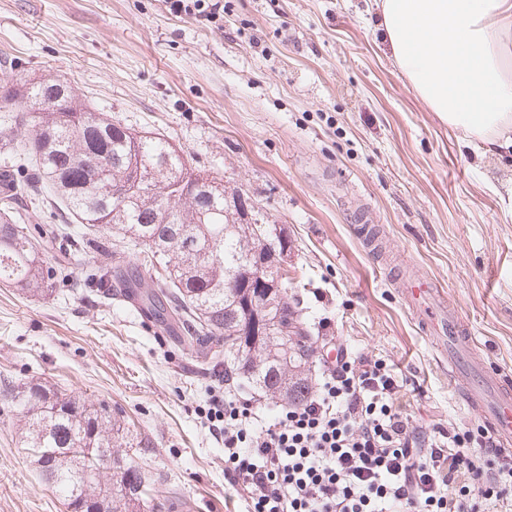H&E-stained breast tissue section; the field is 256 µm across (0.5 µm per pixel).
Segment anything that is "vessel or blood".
<instances>
[{
  "label": "vessel or blood",
  "instance_id": "vessel-or-blood-1",
  "mask_svg": "<svg viewBox=\"0 0 512 512\" xmlns=\"http://www.w3.org/2000/svg\"><path fill=\"white\" fill-rule=\"evenodd\" d=\"M410 308L430 331L448 336V366L459 380L458 391L466 406L480 413L497 439L512 443V386L490 379L475 354L468 324L458 315L444 291L416 280L403 281Z\"/></svg>",
  "mask_w": 512,
  "mask_h": 512
}]
</instances>
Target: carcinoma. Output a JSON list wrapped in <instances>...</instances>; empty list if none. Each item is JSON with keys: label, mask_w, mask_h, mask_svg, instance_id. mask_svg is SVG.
I'll list each match as a JSON object with an SVG mask.
<instances>
[{"label": "carcinoma", "mask_w": 512, "mask_h": 512, "mask_svg": "<svg viewBox=\"0 0 512 512\" xmlns=\"http://www.w3.org/2000/svg\"><path fill=\"white\" fill-rule=\"evenodd\" d=\"M60 78L41 79L0 97V134L12 141L11 169L0 172V284L24 294L51 295L70 281L67 267L52 263L48 245L58 239L77 253L98 252L111 262L89 260L74 285L128 302L177 331L197 374L237 379L238 388L296 404L313 390L316 340L304 328L301 298L288 293V274L267 261L281 295L259 309L258 262L281 251L265 218L255 229L224 197L208 201L195 191L213 183L183 149L162 136L142 135L90 107L68 89L52 100ZM27 194L54 200L73 222L30 224L16 202ZM263 239L256 238V235ZM297 324L285 338L266 323ZM5 385L0 396L19 406L16 420L29 448L51 466L42 477L77 510L96 499L101 512H134L146 492L161 488L139 463L143 490L98 473L100 457L122 447L125 424L104 403L38 382Z\"/></svg>", "instance_id": "cac0c4a2"}]
</instances>
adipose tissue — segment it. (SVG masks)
Segmentation results:
<instances>
[{
  "label": "adipose tissue",
  "instance_id": "obj_1",
  "mask_svg": "<svg viewBox=\"0 0 512 512\" xmlns=\"http://www.w3.org/2000/svg\"><path fill=\"white\" fill-rule=\"evenodd\" d=\"M393 59L475 152L512 145V0H377Z\"/></svg>",
  "mask_w": 512,
  "mask_h": 512
}]
</instances>
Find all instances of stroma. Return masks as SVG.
<instances>
[{
    "instance_id": "stroma-1",
    "label": "stroma",
    "mask_w": 512,
    "mask_h": 512,
    "mask_svg": "<svg viewBox=\"0 0 512 512\" xmlns=\"http://www.w3.org/2000/svg\"><path fill=\"white\" fill-rule=\"evenodd\" d=\"M375 0H223L219 23L170 0H0V86L61 77L113 120L164 135L285 233L289 271L342 343L393 363L415 424L483 427L398 278L433 281L488 376L512 382V152L479 156L396 66ZM375 230L381 250L366 244ZM38 380L108 404L172 489L161 512H245L201 409L218 378L121 302L0 287V383ZM0 402V512H68Z\"/></svg>"
}]
</instances>
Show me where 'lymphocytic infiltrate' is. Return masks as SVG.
Wrapping results in <instances>:
<instances>
[{
    "instance_id": "f902f5d3",
    "label": "lymphocytic infiltrate",
    "mask_w": 512,
    "mask_h": 512,
    "mask_svg": "<svg viewBox=\"0 0 512 512\" xmlns=\"http://www.w3.org/2000/svg\"><path fill=\"white\" fill-rule=\"evenodd\" d=\"M391 365L338 348L317 390L258 425L252 403L213 397L224 476L247 512H493L512 491V455L483 428L429 434L396 405Z\"/></svg>"
}]
</instances>
